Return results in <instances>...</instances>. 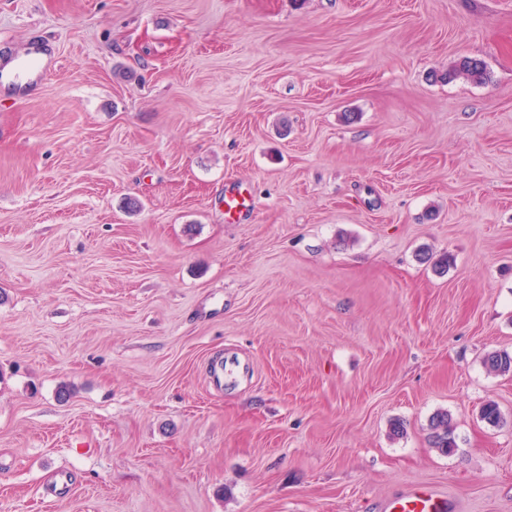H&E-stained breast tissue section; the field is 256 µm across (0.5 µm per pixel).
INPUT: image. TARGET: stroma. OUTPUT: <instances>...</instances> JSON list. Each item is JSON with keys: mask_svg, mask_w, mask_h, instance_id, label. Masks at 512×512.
Here are the masks:
<instances>
[{"mask_svg": "<svg viewBox=\"0 0 512 512\" xmlns=\"http://www.w3.org/2000/svg\"><path fill=\"white\" fill-rule=\"evenodd\" d=\"M0 39L48 48L0 95V512H512V0H0ZM459 77H463L477 83L483 82L486 77V67L484 62L471 57H463L452 62L448 66V72L445 74V78H447L448 81H451ZM255 201L253 196L248 199L241 187L227 189L224 192V215L228 220L235 221L254 208ZM429 440L442 454H448L456 447L454 427L448 412H437L429 423ZM445 499L425 487H415L389 501L385 512H452Z\"/></svg>", "mask_w": 512, "mask_h": 512, "instance_id": "1", "label": "stroma"}]
</instances>
